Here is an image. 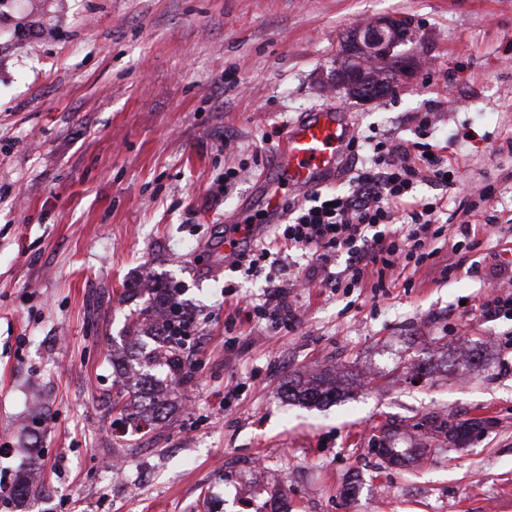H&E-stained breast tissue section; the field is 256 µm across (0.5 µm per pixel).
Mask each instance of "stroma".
Instances as JSON below:
<instances>
[{"label": "stroma", "instance_id": "1", "mask_svg": "<svg viewBox=\"0 0 512 512\" xmlns=\"http://www.w3.org/2000/svg\"><path fill=\"white\" fill-rule=\"evenodd\" d=\"M391 15L412 20L422 66L351 98L341 37ZM336 103L378 139L435 113L459 182L419 193L454 211L496 181L500 230L472 225L449 278L294 289L292 331L229 320L225 284L265 300L224 255L274 172L263 138ZM510 136L512 0H0V477L44 488L0 512H512V316L481 309L512 280ZM145 270L196 326L149 432L107 406ZM325 373L335 400L286 396ZM452 422L476 428L452 440ZM261 466L279 482L252 484Z\"/></svg>", "mask_w": 512, "mask_h": 512}]
</instances>
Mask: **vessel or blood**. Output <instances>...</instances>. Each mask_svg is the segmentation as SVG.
<instances>
[{"label":"vessel or blood","instance_id":"b4317fda","mask_svg":"<svg viewBox=\"0 0 512 512\" xmlns=\"http://www.w3.org/2000/svg\"><path fill=\"white\" fill-rule=\"evenodd\" d=\"M349 140L350 130L338 106L307 113L293 124L279 144L273 175L256 188V206L239 212L237 232L227 233L225 252L262 236L283 216L291 194L316 190L334 176Z\"/></svg>","mask_w":512,"mask_h":512}]
</instances>
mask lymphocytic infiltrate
Returning a JSON list of instances; mask_svg holds the SVG:
<instances>
[{
    "label": "lymphocytic infiltrate",
    "mask_w": 512,
    "mask_h": 512,
    "mask_svg": "<svg viewBox=\"0 0 512 512\" xmlns=\"http://www.w3.org/2000/svg\"><path fill=\"white\" fill-rule=\"evenodd\" d=\"M413 139L388 137L364 143L351 138L352 154L368 151V164L358 170L352 190L346 194L315 193L307 203L285 207L287 223L278 225L272 242H254L233 255L235 267L257 276L272 256V244L281 250L308 252L305 279L327 288H358L367 282L386 285V278L407 268L447 277L458 264L440 265L435 240L443 229L440 216L443 197L418 195L428 181L454 186L458 171L441 146L432 144L433 117L423 112L415 118ZM346 257L341 271H333L337 257Z\"/></svg>",
    "instance_id": "lymphocytic-infiltrate-1"
}]
</instances>
